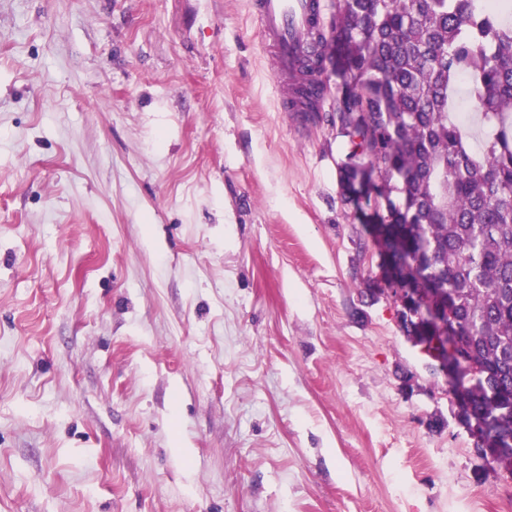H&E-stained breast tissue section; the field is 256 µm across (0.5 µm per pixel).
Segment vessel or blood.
Here are the masks:
<instances>
[{
  "label": "vessel or blood",
  "mask_w": 512,
  "mask_h": 512,
  "mask_svg": "<svg viewBox=\"0 0 512 512\" xmlns=\"http://www.w3.org/2000/svg\"><path fill=\"white\" fill-rule=\"evenodd\" d=\"M262 47L271 56L284 112L300 111L295 81L322 31L321 0H251Z\"/></svg>",
  "instance_id": "1"
}]
</instances>
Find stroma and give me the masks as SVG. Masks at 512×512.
I'll return each mask as SVG.
<instances>
[{"label": "stroma", "instance_id": "obj_1", "mask_svg": "<svg viewBox=\"0 0 512 512\" xmlns=\"http://www.w3.org/2000/svg\"><path fill=\"white\" fill-rule=\"evenodd\" d=\"M278 98L249 0H0V512H512Z\"/></svg>", "mask_w": 512, "mask_h": 512}]
</instances>
